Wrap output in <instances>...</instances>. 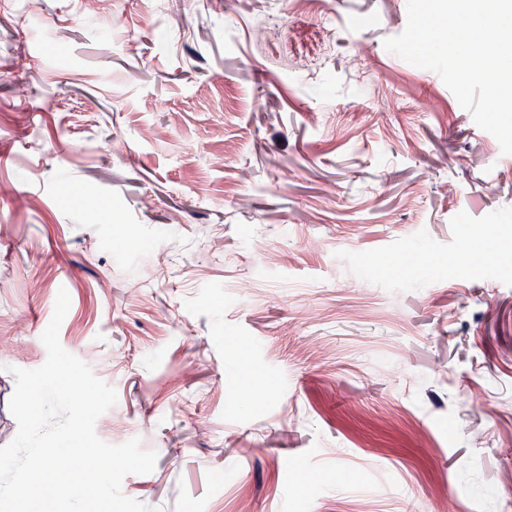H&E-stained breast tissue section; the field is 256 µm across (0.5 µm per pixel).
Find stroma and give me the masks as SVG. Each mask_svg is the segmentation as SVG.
Masks as SVG:
<instances>
[{"label":"stroma","mask_w":512,"mask_h":512,"mask_svg":"<svg viewBox=\"0 0 512 512\" xmlns=\"http://www.w3.org/2000/svg\"><path fill=\"white\" fill-rule=\"evenodd\" d=\"M406 25L407 0H0V446L63 288L62 347L118 395L95 431L156 452L121 487L156 512H512V155L385 49ZM256 352L257 348L252 347L239 351L233 358L237 395L243 403H251L260 397L257 394L263 382L256 369Z\"/></svg>","instance_id":"obj_1"}]
</instances>
